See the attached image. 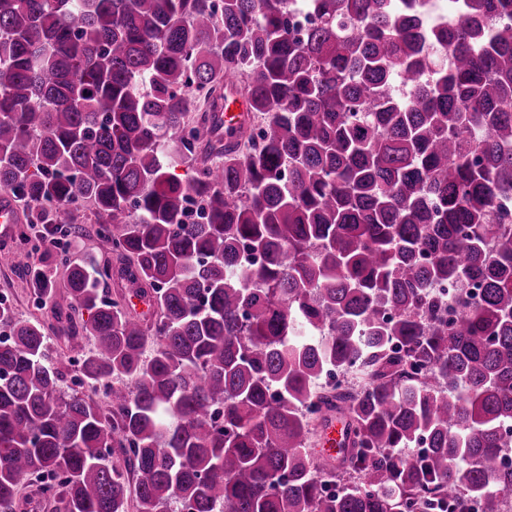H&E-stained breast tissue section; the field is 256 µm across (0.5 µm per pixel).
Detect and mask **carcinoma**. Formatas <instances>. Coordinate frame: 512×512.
<instances>
[{"instance_id": "cac0c4a2", "label": "carcinoma", "mask_w": 512, "mask_h": 512, "mask_svg": "<svg viewBox=\"0 0 512 512\" xmlns=\"http://www.w3.org/2000/svg\"><path fill=\"white\" fill-rule=\"evenodd\" d=\"M444 7L0 0V189L63 254L92 205L113 254L64 261L54 302L90 395L0 298V512L26 478L55 512H503L512 0ZM26 287L40 308L53 274ZM333 417L336 466L310 451ZM91 347L90 342L87 339H78L77 341L70 344V346H63V351L66 355V363L68 365L69 375L64 390L71 394L74 391L79 393H89L88 388L79 384V364L78 360L81 355L88 351Z\"/></svg>"}]
</instances>
